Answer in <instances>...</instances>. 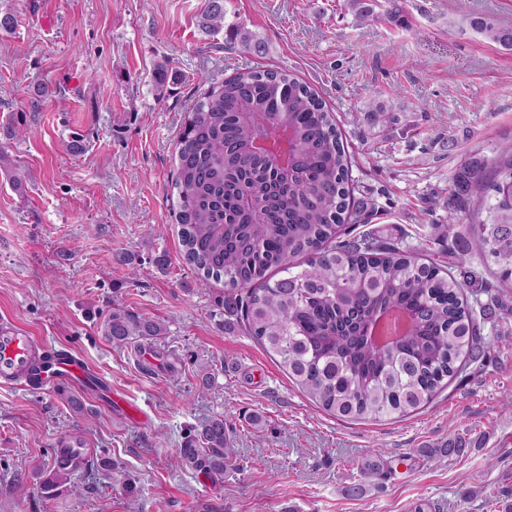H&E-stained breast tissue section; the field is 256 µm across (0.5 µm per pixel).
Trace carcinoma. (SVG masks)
Masks as SVG:
<instances>
[{"label": "carcinoma", "instance_id": "1", "mask_svg": "<svg viewBox=\"0 0 512 512\" xmlns=\"http://www.w3.org/2000/svg\"><path fill=\"white\" fill-rule=\"evenodd\" d=\"M224 26L223 0H210L204 27ZM471 27L512 49V26L486 17ZM230 36L254 51L249 32ZM177 73L157 66L153 82L164 94ZM394 106L372 101L352 122L387 124ZM24 124L0 123V141ZM173 192L183 260L198 278L224 284V331L251 336L316 405L344 419L402 418L427 404L470 365L485 361L495 339L484 326L512 308L477 281L472 252L445 247L458 237L453 218L418 233L387 228L349 237V224H366L375 203L354 200L351 155L336 116L295 75L257 68L209 87L190 112L176 147ZM512 143L490 162L466 168L449 184L447 206L466 193L485 218L472 225L476 251L512 287ZM488 299L483 301L481 296ZM119 346L149 349L165 326L115 311L104 327ZM457 437L429 458L462 455ZM183 465L212 480L240 472L224 416L191 428L180 448Z\"/></svg>", "mask_w": 512, "mask_h": 512}]
</instances>
